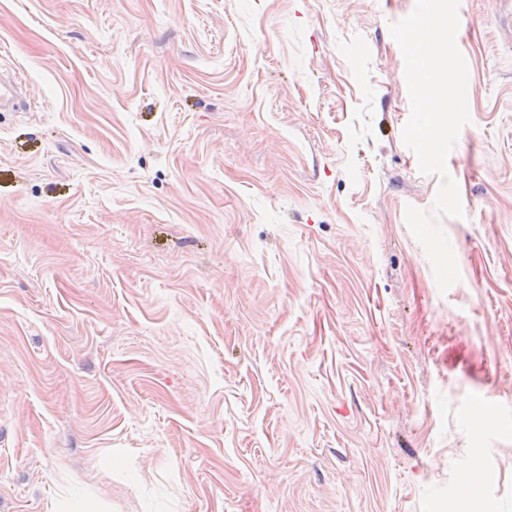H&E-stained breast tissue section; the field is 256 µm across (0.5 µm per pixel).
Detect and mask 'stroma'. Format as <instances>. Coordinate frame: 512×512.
Wrapping results in <instances>:
<instances>
[{"mask_svg":"<svg viewBox=\"0 0 512 512\" xmlns=\"http://www.w3.org/2000/svg\"><path fill=\"white\" fill-rule=\"evenodd\" d=\"M414 6L0 0V512H512V0L460 2L444 292Z\"/></svg>","mask_w":512,"mask_h":512,"instance_id":"35a3bbf8","label":"stroma"}]
</instances>
